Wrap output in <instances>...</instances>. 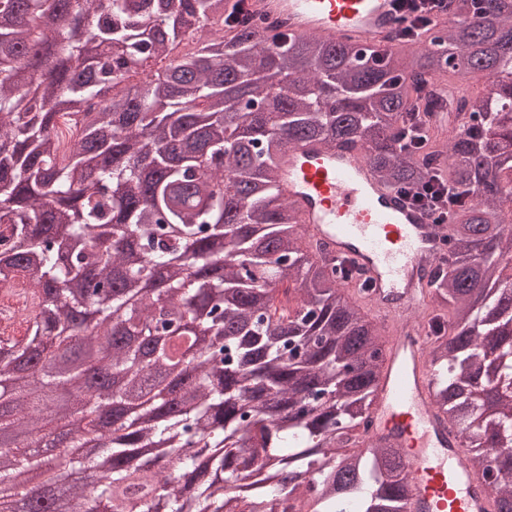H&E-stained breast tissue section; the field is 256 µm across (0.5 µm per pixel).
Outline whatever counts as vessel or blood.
<instances>
[{
  "label": "vessel or blood",
  "mask_w": 512,
  "mask_h": 512,
  "mask_svg": "<svg viewBox=\"0 0 512 512\" xmlns=\"http://www.w3.org/2000/svg\"><path fill=\"white\" fill-rule=\"evenodd\" d=\"M274 32L315 34L361 47H387L401 23L398 0H247ZM360 145L287 147L280 191L314 250L353 261L351 295L368 284L371 315L390 327L385 377L373 413L374 440L405 453L404 512H493L483 483L466 466L458 428L433 407L420 313L430 304V272L445 265V226L397 190L377 182Z\"/></svg>",
  "instance_id": "1"
}]
</instances>
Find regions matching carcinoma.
Instances as JSON below:
<instances>
[{
    "label": "carcinoma",
    "instance_id": "1",
    "mask_svg": "<svg viewBox=\"0 0 512 512\" xmlns=\"http://www.w3.org/2000/svg\"><path fill=\"white\" fill-rule=\"evenodd\" d=\"M241 2L0 0V293L41 305L27 321L39 334L0 327L17 372L0 381V429L45 417L62 388L58 429L127 402V388L89 393L25 374L30 355L77 356L71 338L103 288L97 335L118 338L104 360L133 387L147 369L154 380L113 426L108 457L81 460L53 439L0 445V498L13 512H56L31 502L18 473L98 468L109 484L71 487L73 512L103 501L117 512L113 489L130 482L136 449L193 439L204 450L172 461L174 481L158 460L138 468L137 512H404L400 451H346L373 426L385 335L342 288L349 270L310 250L278 189L285 147L363 142L384 184L448 185L449 259L427 315L432 394L464 432L496 512H512V467L487 475L493 438L512 448V344L499 340L512 307L496 245L512 226V0L478 12L475 0H448L454 19L395 43L376 67L316 35H272L274 50L260 52V23L237 22ZM25 71L36 76L27 90ZM505 71L494 102L469 91ZM428 79L448 85L447 99L420 96ZM444 106L470 122L403 150L406 115ZM165 377L187 384L178 413L165 411ZM481 380L495 412L477 397Z\"/></svg>",
    "mask_w": 512,
    "mask_h": 512
}]
</instances>
